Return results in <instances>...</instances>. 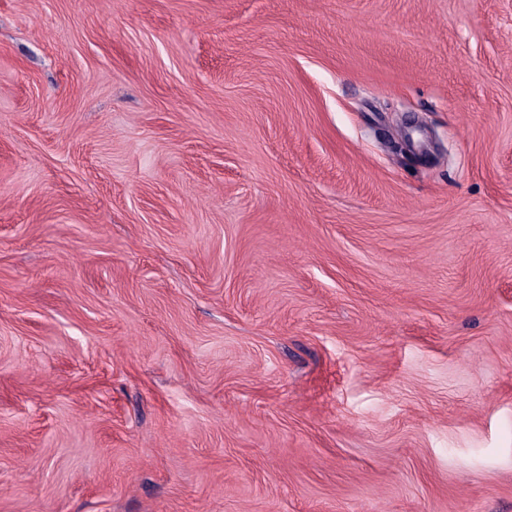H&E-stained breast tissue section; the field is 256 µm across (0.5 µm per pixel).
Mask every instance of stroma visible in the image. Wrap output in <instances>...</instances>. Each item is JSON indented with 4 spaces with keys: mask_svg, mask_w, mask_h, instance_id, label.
Wrapping results in <instances>:
<instances>
[{
    "mask_svg": "<svg viewBox=\"0 0 512 512\" xmlns=\"http://www.w3.org/2000/svg\"><path fill=\"white\" fill-rule=\"evenodd\" d=\"M0 512H512V0H0Z\"/></svg>",
    "mask_w": 512,
    "mask_h": 512,
    "instance_id": "stroma-1",
    "label": "stroma"
}]
</instances>
